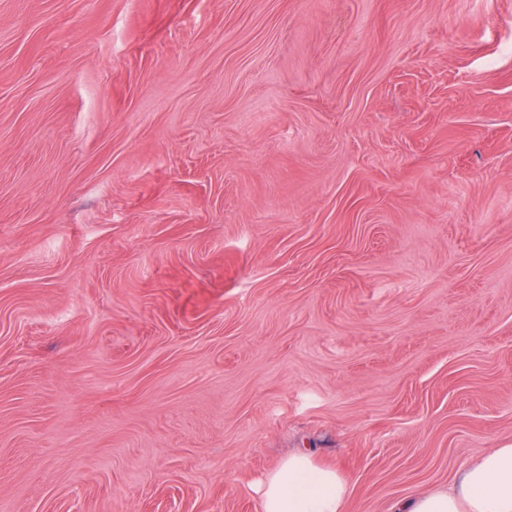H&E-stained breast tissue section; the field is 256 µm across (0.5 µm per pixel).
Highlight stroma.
Segmentation results:
<instances>
[{"mask_svg": "<svg viewBox=\"0 0 512 512\" xmlns=\"http://www.w3.org/2000/svg\"><path fill=\"white\" fill-rule=\"evenodd\" d=\"M510 444L512 0H0V512Z\"/></svg>", "mask_w": 512, "mask_h": 512, "instance_id": "stroma-1", "label": "stroma"}]
</instances>
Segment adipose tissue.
I'll return each mask as SVG.
<instances>
[{
    "label": "adipose tissue",
    "instance_id": "adipose-tissue-1",
    "mask_svg": "<svg viewBox=\"0 0 512 512\" xmlns=\"http://www.w3.org/2000/svg\"><path fill=\"white\" fill-rule=\"evenodd\" d=\"M259 492L261 512H344L350 495L337 468L304 452L267 473ZM391 512H512V444L469 462L450 488L397 501Z\"/></svg>",
    "mask_w": 512,
    "mask_h": 512
}]
</instances>
